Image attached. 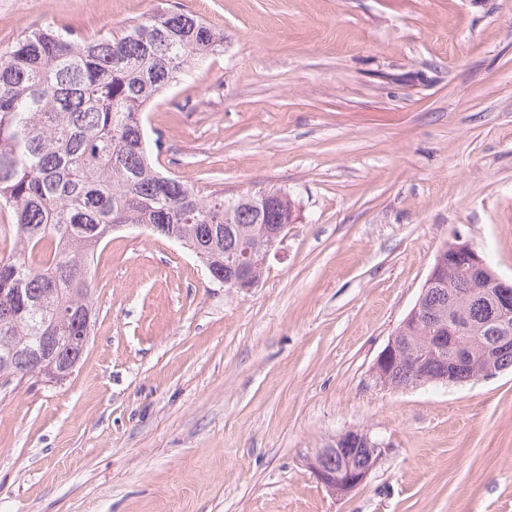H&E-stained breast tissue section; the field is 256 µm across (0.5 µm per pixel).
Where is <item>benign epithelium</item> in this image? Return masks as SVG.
Wrapping results in <instances>:
<instances>
[{"instance_id":"7a95c632","label":"benign epithelium","mask_w":512,"mask_h":512,"mask_svg":"<svg viewBox=\"0 0 512 512\" xmlns=\"http://www.w3.org/2000/svg\"><path fill=\"white\" fill-rule=\"evenodd\" d=\"M294 223L296 218L291 216L288 223L265 232L261 242L228 268L209 267L211 278L231 290L257 287L270 255L279 253L288 225ZM459 275L471 282L488 275L490 287L448 289V318H434L425 300L435 287ZM511 317L512 279L492 272L483 253L457 236L438 252L416 304L403 320L404 325H412L415 335H406L404 327L396 329L373 364V377L383 387L400 389L434 382L458 385L494 376L512 367ZM19 359L32 366L34 376L50 382L70 376L68 370L48 361L41 349L11 351L0 362L12 364ZM407 370L413 378L403 384L400 377ZM385 449V443L352 429L336 435L309 464L322 488L335 498L346 497L365 483Z\"/></svg>"}]
</instances>
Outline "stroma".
<instances>
[{"mask_svg":"<svg viewBox=\"0 0 512 512\" xmlns=\"http://www.w3.org/2000/svg\"><path fill=\"white\" fill-rule=\"evenodd\" d=\"M170 6L224 50L146 110L158 168L297 222L248 292L114 231L79 369L0 388V512H512V369L372 374L453 236L512 278V0H0V52ZM350 429L388 449L334 498L307 460Z\"/></svg>","mask_w":512,"mask_h":512,"instance_id":"stroma-1","label":"stroma"}]
</instances>
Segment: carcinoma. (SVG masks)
I'll list each match as a JSON object with an SVG mask.
<instances>
[{"instance_id":"obj_1","label":"carcinoma","mask_w":512,"mask_h":512,"mask_svg":"<svg viewBox=\"0 0 512 512\" xmlns=\"http://www.w3.org/2000/svg\"><path fill=\"white\" fill-rule=\"evenodd\" d=\"M224 48L199 17L163 9L108 38L65 26L22 32L0 54V207L11 210L13 247L0 257V355L52 348L79 367L96 317L94 255L114 224H169L230 235L224 262L265 226L288 218L292 197L205 199L157 170L145 108L191 66Z\"/></svg>"}]
</instances>
